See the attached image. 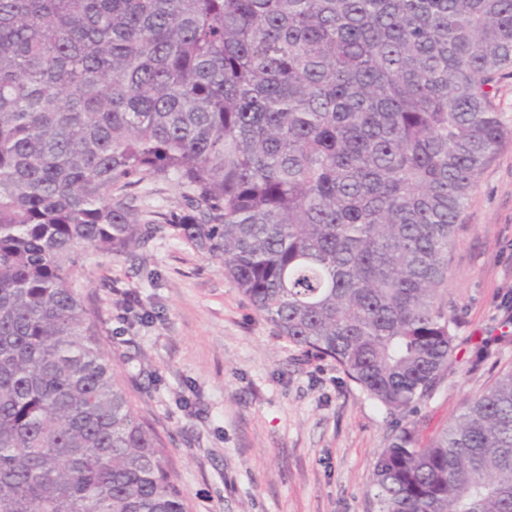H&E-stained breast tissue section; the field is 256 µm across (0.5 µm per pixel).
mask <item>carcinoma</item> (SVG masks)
<instances>
[{
	"instance_id": "carcinoma-1",
	"label": "carcinoma",
	"mask_w": 512,
	"mask_h": 512,
	"mask_svg": "<svg viewBox=\"0 0 512 512\" xmlns=\"http://www.w3.org/2000/svg\"><path fill=\"white\" fill-rule=\"evenodd\" d=\"M512 0H0V512H190L75 287L171 224L288 341L404 418L506 136ZM167 181L177 210L131 189ZM512 306L500 333L512 338ZM378 454L377 512H512V365Z\"/></svg>"
}]
</instances>
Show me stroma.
<instances>
[{
	"instance_id": "1",
	"label": "stroma",
	"mask_w": 512,
	"mask_h": 512,
	"mask_svg": "<svg viewBox=\"0 0 512 512\" xmlns=\"http://www.w3.org/2000/svg\"><path fill=\"white\" fill-rule=\"evenodd\" d=\"M508 130L480 174L448 255L457 349L420 407L423 436L455 418L512 341L473 358L512 297V76L493 98ZM80 289L136 410L163 436L191 512H376L373 466L395 430L385 407L307 356L171 225L140 257L83 253Z\"/></svg>"
}]
</instances>
